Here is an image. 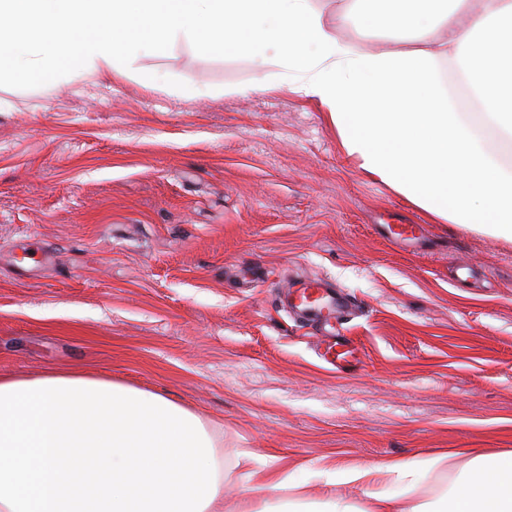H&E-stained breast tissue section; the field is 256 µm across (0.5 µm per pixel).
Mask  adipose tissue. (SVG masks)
Returning <instances> with one entry per match:
<instances>
[{"mask_svg":"<svg viewBox=\"0 0 512 512\" xmlns=\"http://www.w3.org/2000/svg\"><path fill=\"white\" fill-rule=\"evenodd\" d=\"M364 25L423 47L367 51L312 0H0V78L123 75L143 46L283 58L347 155L448 224L512 240V0H365ZM451 67L473 109L458 108ZM224 437L172 400L72 373L0 377V512H257L224 505ZM454 478L429 498L423 476ZM400 493L327 512H512V449L340 467L328 481Z\"/></svg>","mask_w":512,"mask_h":512,"instance_id":"ef3b65f1","label":"adipose tissue"}]
</instances>
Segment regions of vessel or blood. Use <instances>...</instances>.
<instances>
[{
  "label": "vessel or blood",
  "mask_w": 512,
  "mask_h": 512,
  "mask_svg": "<svg viewBox=\"0 0 512 512\" xmlns=\"http://www.w3.org/2000/svg\"><path fill=\"white\" fill-rule=\"evenodd\" d=\"M288 305L297 314L319 323L318 346L321 357L328 363L345 368L354 360L350 340L330 332V324L343 321L353 307L350 300L336 295L325 281L306 279L293 283Z\"/></svg>",
  "instance_id": "vessel-or-blood-1"
}]
</instances>
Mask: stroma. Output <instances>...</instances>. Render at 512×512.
I'll list each match as a JSON object with an SVG mask.
<instances>
[{
    "label": "stroma",
    "instance_id": "35a3bbf8",
    "mask_svg": "<svg viewBox=\"0 0 512 512\" xmlns=\"http://www.w3.org/2000/svg\"><path fill=\"white\" fill-rule=\"evenodd\" d=\"M362 48L360 0H313ZM160 80L143 86L138 73ZM279 60L180 44L122 77L0 83V375L76 372L163 394L224 431V501L354 504L328 471L512 448V242L443 224L362 171ZM273 91L251 93L257 81ZM420 224L413 250L381 236ZM354 302L336 371L286 303ZM251 449L292 489L236 468Z\"/></svg>",
    "mask_w": 512,
    "mask_h": 512
}]
</instances>
